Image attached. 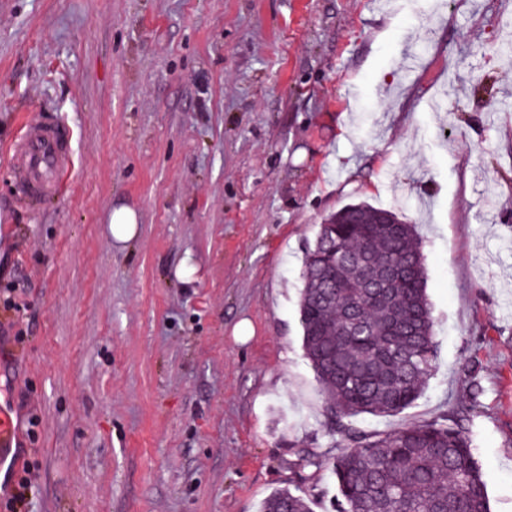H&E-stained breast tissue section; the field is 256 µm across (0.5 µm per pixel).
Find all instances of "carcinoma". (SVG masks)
Listing matches in <instances>:
<instances>
[{
	"label": "carcinoma",
	"instance_id": "cac0c4a2",
	"mask_svg": "<svg viewBox=\"0 0 512 512\" xmlns=\"http://www.w3.org/2000/svg\"><path fill=\"white\" fill-rule=\"evenodd\" d=\"M302 345L347 441L333 461L340 512H490L464 408L423 424L365 431L349 415H399L434 369V318L415 225L395 211L344 206L319 225L304 258ZM261 512H309L299 489L270 494Z\"/></svg>",
	"mask_w": 512,
	"mask_h": 512
}]
</instances>
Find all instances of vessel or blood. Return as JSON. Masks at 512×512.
Here are the masks:
<instances>
[{"instance_id":"1","label":"vessel or blood","mask_w":512,"mask_h":512,"mask_svg":"<svg viewBox=\"0 0 512 512\" xmlns=\"http://www.w3.org/2000/svg\"><path fill=\"white\" fill-rule=\"evenodd\" d=\"M72 166L63 121L36 115L25 121L13 149L11 168L18 196L33 203L47 194L63 193Z\"/></svg>"}]
</instances>
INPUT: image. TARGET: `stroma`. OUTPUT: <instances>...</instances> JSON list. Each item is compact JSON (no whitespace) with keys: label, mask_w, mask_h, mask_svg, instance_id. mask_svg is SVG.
I'll use <instances>...</instances> for the list:
<instances>
[{"label":"stroma","mask_w":512,"mask_h":512,"mask_svg":"<svg viewBox=\"0 0 512 512\" xmlns=\"http://www.w3.org/2000/svg\"><path fill=\"white\" fill-rule=\"evenodd\" d=\"M510 24L512 0H0V402L27 512H259L295 487L334 512L346 442L299 298L353 203L415 225L438 347L412 407L351 424L443 418L473 366L464 425L512 512ZM38 113L73 164L31 209L9 155ZM136 213L128 207H120L109 214V231L114 240L126 244L138 233Z\"/></svg>","instance_id":"1"}]
</instances>
